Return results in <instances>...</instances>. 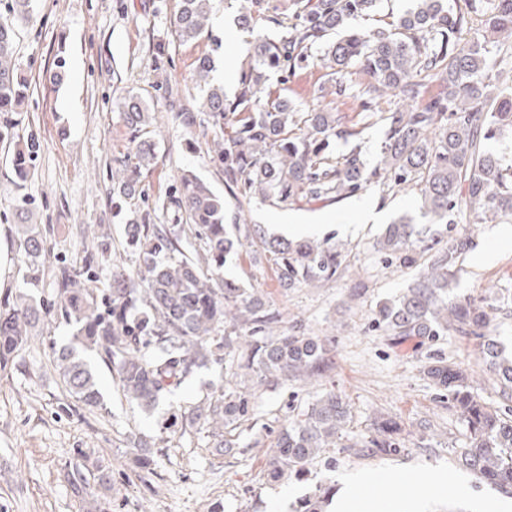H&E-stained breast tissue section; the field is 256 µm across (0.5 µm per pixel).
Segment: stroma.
<instances>
[{"label": "stroma", "instance_id": "stroma-1", "mask_svg": "<svg viewBox=\"0 0 512 512\" xmlns=\"http://www.w3.org/2000/svg\"><path fill=\"white\" fill-rule=\"evenodd\" d=\"M245 2L214 0L209 38L176 46L164 0H36L30 19L19 25L18 51L31 83L23 129L39 139L40 151L21 181L0 148V300L18 289L26 272L16 256L19 198H26L43 234L47 264L80 260L96 225H111L114 238H121L108 169L113 156L129 147L118 105L134 92L154 104L151 128L159 153L144 181L150 197L164 194L181 170L191 169L223 196L227 218L241 217L279 236L285 224L309 218L344 245L340 274L318 286H282L264 255L235 257L224 267L225 277L255 289L278 313L280 329L299 327L333 338V368L311 384L257 388L258 408L237 449L219 455L202 424L183 426L166 441L160 435L172 415L189 412L224 385L223 367L196 371L145 411L125 400L101 354L82 348L78 354L94 370L103 398L102 408L91 411L70 397L53 362L60 349L73 346L71 329L62 323L36 328L14 364L0 371V512H292L318 487L339 486L362 471L441 481L425 512H486L491 504L512 501L458 464L454 451L466 443L465 425L422 374L433 356L461 364L489 403L512 409L487 372L477 341L451 332L419 348L410 341L393 348L369 328L377 304L396 299L415 275L411 268L386 266L376 241L402 215L423 226L417 191L389 192L371 184L339 203L280 208L246 201L230 193L204 155L187 148V131L159 102V83L194 88L199 56L212 54L219 67L231 50L247 58L263 21L239 26L236 47L224 43L225 25L237 24ZM267 88L297 104L311 102L319 89L325 102L337 99L324 69L312 65L284 80L272 75ZM359 201L379 202L381 221L362 223ZM469 231L474 246L458 266L453 295L512 301V223L473 224ZM331 387L353 415L342 447L327 449L304 479L267 481L265 461L291 409ZM381 414L399 421L405 453L356 455L354 443ZM139 436L151 441L148 451L134 447ZM144 453L152 460L147 468L137 464ZM89 459L108 467V479L91 481L79 495L70 475Z\"/></svg>", "mask_w": 512, "mask_h": 512}]
</instances>
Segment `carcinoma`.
Wrapping results in <instances>:
<instances>
[{
    "label": "carcinoma",
    "mask_w": 512,
    "mask_h": 512,
    "mask_svg": "<svg viewBox=\"0 0 512 512\" xmlns=\"http://www.w3.org/2000/svg\"><path fill=\"white\" fill-rule=\"evenodd\" d=\"M33 2L10 0L7 15L0 16V115L6 116L0 121V143L18 142L11 162L21 177L39 145L20 133L21 121L11 116L30 90L16 55L15 21L30 18ZM375 5L376 0H277L273 5L250 0L242 22L261 17L281 32L280 38L257 32L241 90L232 99L224 95V85L212 82L211 57H199L195 81L207 86L206 95L195 110L179 105L172 119L189 132L201 129L210 163L248 199L289 206L348 198L372 181L389 189L416 187L427 223L443 224L454 235L448 247L436 250L415 236L410 222L401 218L387 225L378 251L419 271L397 300L379 305L373 324L395 344L433 340L450 331L481 340L487 371L502 396L512 397V356H503L501 342L486 335L495 322L512 318V311L480 296H449L456 267L474 245L467 229L455 230L457 220L512 221V157L486 147L512 129V87L493 73L496 66L512 65V0H453L451 6L448 0H414L398 21L368 34L351 27V20ZM212 10L213 0H172L174 40L187 44L208 37ZM303 63L325 69L339 95L348 77H369L355 94L361 121L387 127L372 167L363 161L359 143L333 156L335 140L360 135L338 107H300L265 91L270 73L293 74ZM389 92L402 100L393 112L381 106ZM118 112L130 151L113 158L121 177L112 178V197L125 202L140 193L156 164L158 145L149 137L151 106L140 95L123 97ZM153 211L167 222L151 224L134 209L123 224V252L135 258V270L117 257L112 238L103 233L80 261L51 267L54 303L46 306L20 290L0 305V369L14 361L48 316L70 326L82 346L100 352L124 398L145 408L196 370L222 363L235 383L218 388L187 418L210 428L217 454L229 453L235 448L229 434L255 414V387L321 377L333 341L275 330L276 316L264 299L224 279L227 259L247 251L254 237L249 230L241 234L238 224L226 228L224 197L192 171H182ZM16 230L18 260L35 265L44 250L37 225L24 216ZM260 243L280 282L290 288L329 282L342 264L338 245L325 240L262 237ZM430 251V261L418 264ZM56 368L77 402L102 407L96 375L73 350L59 351ZM423 375L447 393L448 407L465 423L460 464L512 493V414L488 403L467 370L454 363L429 362ZM351 422L341 394L333 389L318 394L278 430L267 477H303L323 451L341 445ZM353 447L363 454L397 456L405 441L397 422L383 418ZM329 495L330 488L319 487L293 512H324Z\"/></svg>",
    "instance_id": "obj_1"
}]
</instances>
